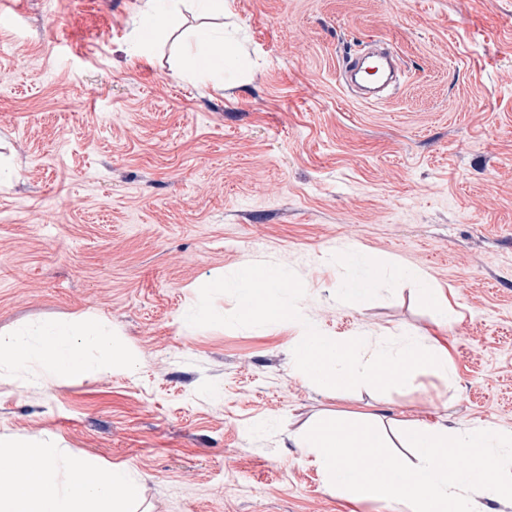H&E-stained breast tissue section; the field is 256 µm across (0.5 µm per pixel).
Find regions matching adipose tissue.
I'll use <instances>...</instances> for the list:
<instances>
[{"label":"adipose tissue","instance_id":"obj_1","mask_svg":"<svg viewBox=\"0 0 512 512\" xmlns=\"http://www.w3.org/2000/svg\"><path fill=\"white\" fill-rule=\"evenodd\" d=\"M134 351L102 316L46 321L0 332V371L37 372L55 385L130 372ZM0 512H136L137 478L122 467H104L56 443L13 440L0 443Z\"/></svg>","mask_w":512,"mask_h":512}]
</instances>
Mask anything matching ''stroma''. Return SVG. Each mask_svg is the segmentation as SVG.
Returning a JSON list of instances; mask_svg holds the SVG:
<instances>
[{"instance_id":"1","label":"stroma","mask_w":512,"mask_h":512,"mask_svg":"<svg viewBox=\"0 0 512 512\" xmlns=\"http://www.w3.org/2000/svg\"><path fill=\"white\" fill-rule=\"evenodd\" d=\"M20 2L0 26V331L97 313L139 364L1 382V438L127 468L138 512H400L328 488L295 436L324 416L512 431V0H181L150 45L142 0ZM203 28L235 52L200 76ZM370 39L406 67L378 102L336 81ZM360 256L390 272L353 307ZM261 262L297 274L326 335L437 338L453 381L328 393L291 366L294 326L186 323L201 281ZM398 277L418 282L420 287L418 288L419 297L437 310L443 322L447 323L448 319L453 317V311L448 309V304H446L444 300L441 288H436L417 270L412 268H400L398 270Z\"/></svg>"}]
</instances>
